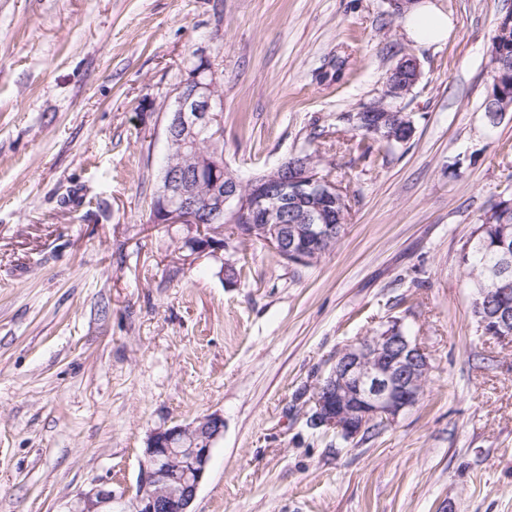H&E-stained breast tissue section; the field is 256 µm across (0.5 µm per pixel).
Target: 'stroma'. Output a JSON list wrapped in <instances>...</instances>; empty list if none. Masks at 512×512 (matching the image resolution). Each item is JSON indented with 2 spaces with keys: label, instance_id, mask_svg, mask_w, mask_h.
I'll return each instance as SVG.
<instances>
[{
  "label": "stroma",
  "instance_id": "stroma-1",
  "mask_svg": "<svg viewBox=\"0 0 512 512\" xmlns=\"http://www.w3.org/2000/svg\"><path fill=\"white\" fill-rule=\"evenodd\" d=\"M411 40L388 0H0V512L132 496L149 434L218 412L193 512H512V345L478 335L460 264L512 199V112L483 118L512 0H430ZM414 127L377 159L353 116L390 69ZM241 180L308 152L351 201L311 266L269 247L182 250L153 224L176 91L201 58ZM400 320L430 355L420 403L343 442L299 398L337 352ZM403 27L416 42H439L448 36V16L430 3H418L405 14ZM391 73L394 74L395 79L385 86V101L387 99L395 101L405 95L406 91L410 89L411 86L416 85L420 77V71L416 61L410 58L400 60L391 69ZM116 500L112 481L109 479L80 492L68 512H112Z\"/></svg>",
  "mask_w": 512,
  "mask_h": 512
}]
</instances>
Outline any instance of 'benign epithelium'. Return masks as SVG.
Masks as SVG:
<instances>
[{
	"mask_svg": "<svg viewBox=\"0 0 512 512\" xmlns=\"http://www.w3.org/2000/svg\"><path fill=\"white\" fill-rule=\"evenodd\" d=\"M384 99L405 95L420 77L415 60L392 69ZM224 130V96L218 74L205 60L188 71L178 88L166 127L167 140L195 156L186 168L170 162L155 197L153 224H182L193 240V254L224 259V225L245 224L250 233L297 264L320 260L322 241L338 232L328 200L344 202V192L323 176L315 159L284 162L273 178L243 187L219 156L206 150L204 135ZM497 340L512 345V312L502 305L494 315ZM431 371L423 347L393 321L367 340L336 354L326 376L309 398L311 424L352 439L369 426L385 428L421 400ZM224 433V416L208 414L189 423L153 430L142 450L132 512H192L213 449ZM112 481L78 494L69 512H112Z\"/></svg>",
	"mask_w": 512,
	"mask_h": 512,
	"instance_id": "obj_1",
	"label": "benign epithelium"
}]
</instances>
